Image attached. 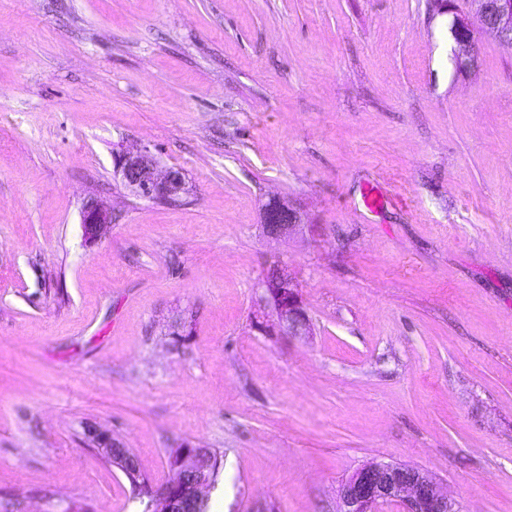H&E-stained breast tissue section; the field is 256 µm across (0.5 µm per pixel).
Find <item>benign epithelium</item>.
<instances>
[{"mask_svg":"<svg viewBox=\"0 0 512 512\" xmlns=\"http://www.w3.org/2000/svg\"><path fill=\"white\" fill-rule=\"evenodd\" d=\"M474 5L470 14L453 9L454 0H430L432 11L450 14V32L454 40L452 61L455 69L468 72L478 67L477 33L493 32L500 41L512 45V0H468ZM117 174L124 185L144 199L180 206L190 195L184 173L169 168L158 172V162L148 148L135 152L118 151ZM112 223L109 209L95 199L83 205L81 224L83 236L89 242L102 238ZM261 227L271 239L288 238L303 227L301 212L281 198H272L261 214ZM261 303L275 314L274 331L279 335L307 336L311 332L298 283L288 265L278 261L271 266L262 282ZM90 446L99 449L111 465L123 474L131 472L126 445L94 426L86 430ZM204 448L184 447L179 466L174 472L180 478L160 487L151 488L161 499L165 512H185L187 500L205 499L210 487L207 477L195 467ZM396 501L404 512H461L459 504L442 492L429 473L410 465L370 462L355 470L340 488L339 512H374L381 503Z\"/></svg>","mask_w":512,"mask_h":512,"instance_id":"7a95c632","label":"benign epithelium"}]
</instances>
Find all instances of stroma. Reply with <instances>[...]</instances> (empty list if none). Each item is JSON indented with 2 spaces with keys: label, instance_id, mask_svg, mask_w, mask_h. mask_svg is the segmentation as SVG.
Masks as SVG:
<instances>
[{
  "label": "stroma",
  "instance_id": "obj_1",
  "mask_svg": "<svg viewBox=\"0 0 512 512\" xmlns=\"http://www.w3.org/2000/svg\"><path fill=\"white\" fill-rule=\"evenodd\" d=\"M477 40L457 73L428 0H0V512H143L89 425L155 486L216 451L209 512H338L372 461L512 512V47ZM277 260L312 335L254 318ZM117 154V174L132 193L173 206L186 202L191 189L182 171L168 168L159 173L156 158L145 147L135 152L121 149ZM112 223L109 209L95 199H89L83 205L81 224L86 241L95 242L102 238ZM273 211L282 212L286 219L279 223H273L270 219V214ZM260 223L264 234L275 240L288 238L305 226L301 212L281 198L268 200L263 208ZM86 435L90 446L98 448L105 458L111 460V465L119 469L125 476L130 469L126 454V445L119 439L112 437L111 434L101 431L97 427L90 426L86 430Z\"/></svg>",
  "mask_w": 512,
  "mask_h": 512
}]
</instances>
